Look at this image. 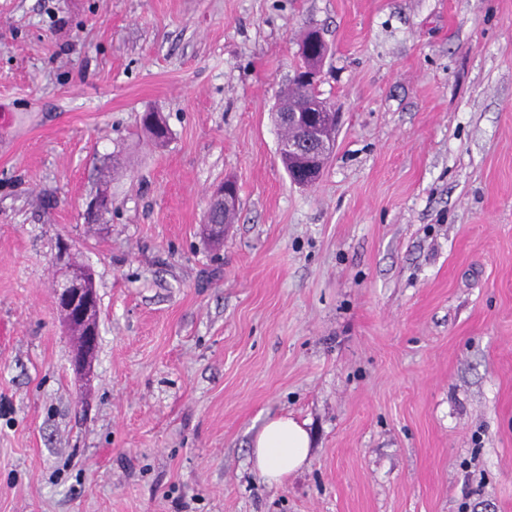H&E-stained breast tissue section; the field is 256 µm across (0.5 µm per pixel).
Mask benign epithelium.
<instances>
[{
	"instance_id": "7a95c632",
	"label": "benign epithelium",
	"mask_w": 512,
	"mask_h": 512,
	"mask_svg": "<svg viewBox=\"0 0 512 512\" xmlns=\"http://www.w3.org/2000/svg\"><path fill=\"white\" fill-rule=\"evenodd\" d=\"M325 53L326 48L322 47L318 54L308 59L300 70L302 82L315 83ZM309 110L314 113V118L303 125L300 138L279 143L281 159L292 168L295 183L301 186H312L318 181L334 145L338 124V113L326 103L312 101ZM236 197V184L227 179L213 190L210 206L216 208L221 205L228 209L237 204ZM110 206L111 197L107 190L102 189L89 201L87 210L101 216L109 211ZM53 294L55 306L63 315L67 330L83 336V346L74 351L71 363L74 372L88 380L92 375L99 338V300L92 271L73 262L66 263L63 278L53 286Z\"/></svg>"
}]
</instances>
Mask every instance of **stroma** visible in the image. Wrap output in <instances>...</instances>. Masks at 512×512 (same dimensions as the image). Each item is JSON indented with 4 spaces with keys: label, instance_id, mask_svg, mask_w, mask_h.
<instances>
[{
    "label": "stroma",
    "instance_id": "stroma-1",
    "mask_svg": "<svg viewBox=\"0 0 512 512\" xmlns=\"http://www.w3.org/2000/svg\"><path fill=\"white\" fill-rule=\"evenodd\" d=\"M311 27L341 122L303 188L274 112ZM4 112L0 512H512V0H0ZM279 415L313 445L269 485ZM236 197L237 187L235 182L232 179H226L223 184L219 185L213 190L210 198V206L213 209L222 205L224 209H229L231 206L237 205ZM224 209L212 210V212L210 213L211 222L209 221V218L207 216L204 223L207 226V228H205V232L209 239H211V235L210 232H208V228H211L213 230L215 238L224 237ZM53 294L68 332L83 336V346L74 351L71 363L74 372L89 381L99 338V300L92 271L66 262L63 278L55 282ZM311 445L305 423L288 415L270 418L253 438V470L267 483L281 484L308 464Z\"/></svg>",
    "mask_w": 512,
    "mask_h": 512
}]
</instances>
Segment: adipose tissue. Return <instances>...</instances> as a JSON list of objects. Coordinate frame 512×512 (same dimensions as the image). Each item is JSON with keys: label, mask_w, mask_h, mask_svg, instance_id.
<instances>
[{"label": "adipose tissue", "mask_w": 512, "mask_h": 512, "mask_svg": "<svg viewBox=\"0 0 512 512\" xmlns=\"http://www.w3.org/2000/svg\"><path fill=\"white\" fill-rule=\"evenodd\" d=\"M311 445L305 424L288 415L270 418L253 438V469L267 483H283L308 464Z\"/></svg>", "instance_id": "adipose-tissue-1"}]
</instances>
